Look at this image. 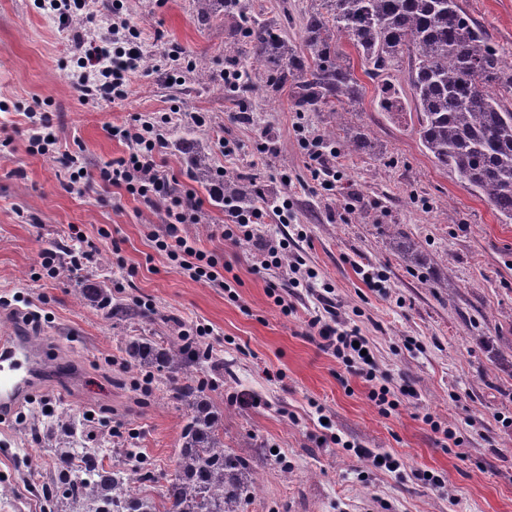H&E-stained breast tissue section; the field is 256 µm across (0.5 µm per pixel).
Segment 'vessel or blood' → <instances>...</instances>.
Returning <instances> with one entry per match:
<instances>
[{
  "instance_id": "obj_1",
  "label": "vessel or blood",
  "mask_w": 512,
  "mask_h": 512,
  "mask_svg": "<svg viewBox=\"0 0 512 512\" xmlns=\"http://www.w3.org/2000/svg\"><path fill=\"white\" fill-rule=\"evenodd\" d=\"M43 363L39 348L19 338L0 344V414L10 413L35 386Z\"/></svg>"
}]
</instances>
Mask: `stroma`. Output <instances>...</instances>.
Masks as SVG:
<instances>
[{
    "instance_id": "obj_1",
    "label": "stroma",
    "mask_w": 512,
    "mask_h": 512,
    "mask_svg": "<svg viewBox=\"0 0 512 512\" xmlns=\"http://www.w3.org/2000/svg\"><path fill=\"white\" fill-rule=\"evenodd\" d=\"M460 4L512 63V0ZM310 5L239 0L201 25L192 0H122L120 14L153 66L125 100L109 103L84 101L71 84L76 25L59 29L37 0H0V338L35 339L45 356L34 396L0 420V512H60L46 496L47 428L66 413L88 419L94 434L108 422L109 462L124 467L128 453L139 454L155 477L146 492L161 493L184 411L168 381L131 366L124 347L132 336L164 342L187 330L212 354L202 370L224 412L225 447L250 454L256 485L243 512H512V355L501 350L512 337V223L434 165L417 134L407 72L363 77L347 40L338 46L363 90L343 130L332 131L329 113L301 110L289 91L268 92L263 72L248 89L224 85L225 71L244 62L239 14L275 22L281 10ZM173 46L186 60L172 79L163 54ZM201 67L211 83L196 81ZM389 90L403 112L382 109ZM31 110L53 117L58 143L49 154L29 149ZM164 112L180 113L176 128L207 144L209 166L265 204L259 231L287 240L289 263L333 286L341 319L369 338L380 380L348 370L312 336L306 321L318 301L306 289H289L291 313L275 305L269 290L285 270L256 268L253 240H224V203L191 176L182 151L167 147L164 166L177 191L203 200L204 219L180 230L218 258L231 291L179 273L156 249L166 230L158 205L117 188L69 189L68 155L98 169L127 153L107 126ZM191 112L203 125H188ZM219 131L240 143L236 156L215 146ZM358 132L371 149L338 152L339 140ZM311 137L332 152V184L314 175L318 163L303 144ZM397 227L420 244L425 268L397 251ZM63 246L84 253L82 276L107 278L113 302L138 305L143 318L105 319L78 299L75 281L48 277L40 254ZM359 266L384 275V292L365 287ZM33 309L42 318L30 324ZM383 383L415 395L382 414L372 392ZM365 448L392 455L399 469L373 468Z\"/></svg>"
}]
</instances>
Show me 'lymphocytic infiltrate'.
<instances>
[{
  "label": "lymphocytic infiltrate",
  "mask_w": 512,
  "mask_h": 512,
  "mask_svg": "<svg viewBox=\"0 0 512 512\" xmlns=\"http://www.w3.org/2000/svg\"><path fill=\"white\" fill-rule=\"evenodd\" d=\"M120 27L124 31L120 37L89 36L82 39L77 69L72 73L71 81L84 97L110 102L127 98L130 84L140 71L143 50L138 30L125 21ZM172 121V116L164 113L141 120L136 126L110 127L112 138L127 146V156L105 163L95 175L86 173L79 159H72L71 183L86 188L97 180L105 187L122 189L129 195L162 204L167 233L157 241V249L165 252L168 259L191 279L221 288L225 281L217 270L216 258L198 249L195 240L183 236L180 230L181 225L201 223L204 213L201 201L193 192H175L173 180L163 168V153ZM265 216L263 206L244 207L237 199H225L221 235L230 241L240 236L256 240L255 265L267 270L280 267V253L286 245L258 235L257 226L263 223ZM320 301L322 306L311 314L308 326L319 337L322 348L341 359L346 368L375 379V358L369 352L366 336L359 327L328 323L327 317L333 314L335 305L325 295Z\"/></svg>",
  "instance_id": "f902f5d3"
}]
</instances>
